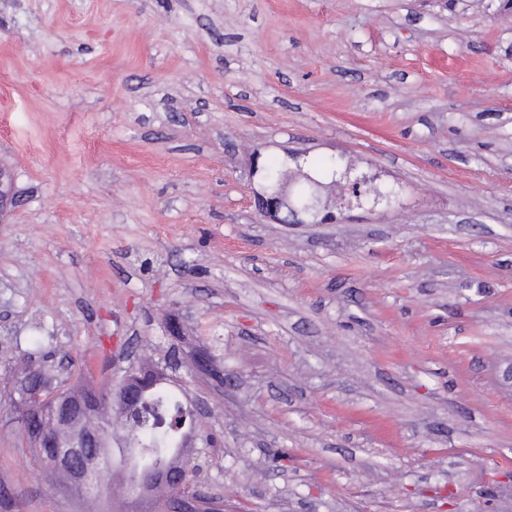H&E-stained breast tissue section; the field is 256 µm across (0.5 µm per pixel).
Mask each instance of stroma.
Listing matches in <instances>:
<instances>
[{
	"instance_id": "obj_1",
	"label": "stroma",
	"mask_w": 512,
	"mask_h": 512,
	"mask_svg": "<svg viewBox=\"0 0 512 512\" xmlns=\"http://www.w3.org/2000/svg\"><path fill=\"white\" fill-rule=\"evenodd\" d=\"M401 188L261 213L256 172ZM5 367L206 346L228 512H512V9L500 0H0ZM177 318L178 337L165 324ZM0 512H75L0 421Z\"/></svg>"
}]
</instances>
